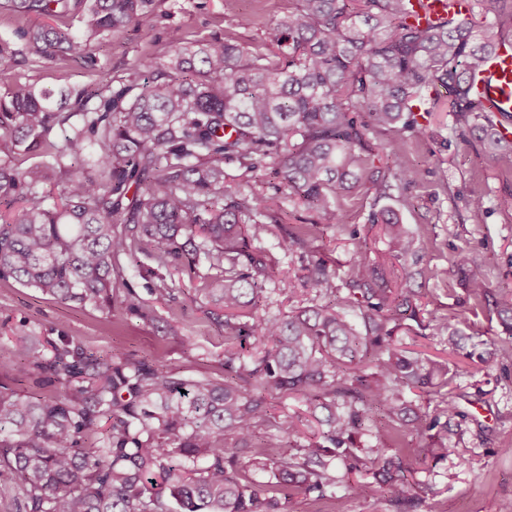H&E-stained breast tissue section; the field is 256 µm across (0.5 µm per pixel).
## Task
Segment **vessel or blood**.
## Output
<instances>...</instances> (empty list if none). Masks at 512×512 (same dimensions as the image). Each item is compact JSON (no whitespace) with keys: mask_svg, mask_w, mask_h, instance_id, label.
Returning a JSON list of instances; mask_svg holds the SVG:
<instances>
[{"mask_svg":"<svg viewBox=\"0 0 512 512\" xmlns=\"http://www.w3.org/2000/svg\"><path fill=\"white\" fill-rule=\"evenodd\" d=\"M470 0H413V22L427 26L455 12H467ZM471 91L489 116H512V40L501 42L482 71L474 74Z\"/></svg>","mask_w":512,"mask_h":512,"instance_id":"obj_1","label":"vessel or blood"}]
</instances>
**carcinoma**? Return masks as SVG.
<instances>
[{
  "mask_svg": "<svg viewBox=\"0 0 512 512\" xmlns=\"http://www.w3.org/2000/svg\"><path fill=\"white\" fill-rule=\"evenodd\" d=\"M278 21L273 61L233 39L177 46L127 76L59 94L9 77L0 81V280L36 288L64 303L124 308L145 322L154 310L124 282L120 259L150 246L159 270L182 258L197 226L203 254L223 275L205 292L224 315V359L215 375L187 380L165 357L132 361L121 349L98 350L65 335L30 336L11 354L16 372L51 395L31 396L0 383V473L18 482L25 512H288L285 490L336 498L334 468L362 479L396 510L416 512L419 483L409 456L360 438L383 429L429 442L439 463L454 454L462 422L443 389L448 364L396 346L423 333L466 350L472 337L450 315L419 317L411 274L393 279L362 259L343 277L313 259L301 286L329 302L286 318L254 314L265 284L278 279L270 256L252 241L271 218L265 196L228 190L224 160L244 173L266 167L321 223L345 221L336 200L362 184L374 198L392 178L365 179L374 155L369 136L418 131L424 92L448 93L457 138L480 142L495 167L512 170V144L500 140L470 92L512 20V0H487L493 19L476 26L453 14L421 28L409 0H294ZM19 15L69 16L71 26L19 28L0 37V73L18 59L61 54L105 72L90 38L153 24L154 0H7ZM63 140L53 139L56 131ZM387 255L400 266L417 257V239L391 209L372 211ZM461 251L431 279L461 282L473 307L490 306L507 339L498 348L512 366V291L492 294ZM246 321H241V318ZM439 398L433 411L408 394ZM301 395L307 415L278 414L277 396ZM280 448L274 481L242 466L256 449Z\"/></svg>",
  "mask_w": 512,
  "mask_h": 512,
  "instance_id": "cac0c4a2",
  "label": "carcinoma"
}]
</instances>
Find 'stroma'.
<instances>
[{"mask_svg":"<svg viewBox=\"0 0 512 512\" xmlns=\"http://www.w3.org/2000/svg\"><path fill=\"white\" fill-rule=\"evenodd\" d=\"M288 0H156L152 28H126L97 37L93 45L109 59V77L125 75L145 55H167L173 38L192 43L232 34L252 50L272 53L271 34L288 11ZM15 76L42 88L58 91L88 84L95 79L81 65L66 60L51 63L19 62ZM430 111L420 121L421 134L374 135L375 151L389 165L410 166L417 178L377 200L358 189L340 201L348 214L341 228L325 229L316 244L321 258L349 274L358 258L352 234L367 237L369 258L386 250L380 229L370 228L367 217L383 208L396 210L416 235L419 246L417 276L425 316L455 314L465 334L481 343L480 356H451L446 344L419 336L407 337L410 349L432 358H448L456 371L460 410L466 412L464 440L455 455L430 471L419 473L422 484L419 512H512V369L503 370L494 354L502 328L495 315L476 311L465 290L457 284L424 280L421 269L444 267L460 250L474 260L473 273L484 277L493 291L512 290V172L490 164L480 146H467L453 131L445 91L428 94ZM226 182L245 196L262 192L276 215L258 239L275 261L282 277L301 272L309 263L300 249H288L289 233L316 223L318 216L300 203L289 201L280 179L260 169L243 174L238 163L224 164ZM482 193L486 204L473 211L469 201ZM123 278L137 296L151 305L156 321L147 323L112 310L82 309L26 288L14 281H0V317L11 316V331L0 334V382L14 384L24 394L43 389L30 380L15 378V365L7 353L20 338L37 331L44 336L65 334L86 346L119 347L139 361L164 354L176 375L201 379L214 375L224 357V332L209 317L215 305L205 295L206 284L219 274L205 259L195 266L178 260L165 277L171 293L159 296L160 282L151 275L153 262L147 253L121 261ZM288 512H392L379 492L365 496L343 495L321 499L296 495Z\"/></svg>","mask_w":512,"mask_h":512,"instance_id":"stroma-1","label":"stroma"}]
</instances>
